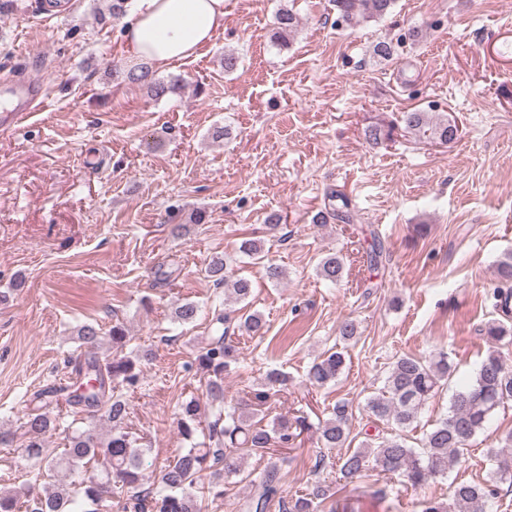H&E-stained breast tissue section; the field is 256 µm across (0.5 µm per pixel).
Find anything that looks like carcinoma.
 Wrapping results in <instances>:
<instances>
[{
	"mask_svg": "<svg viewBox=\"0 0 512 512\" xmlns=\"http://www.w3.org/2000/svg\"><path fill=\"white\" fill-rule=\"evenodd\" d=\"M338 20L346 27H355L380 19L391 12L396 0H332ZM300 17L284 4L275 15L271 39L287 48L298 33ZM123 81L140 84L148 94L160 99L177 88L174 81L155 77L147 66L117 72ZM401 122L408 133L418 139L440 143L448 138L450 122L441 117L431 118L426 112H404ZM226 259L215 257L207 273L214 285L224 289L225 296L237 302L252 294L251 282L241 276L227 275ZM344 272L343 258L332 253L321 259L318 274L330 282L339 281ZM201 312L194 302H185L175 311L181 324H191ZM215 336L211 337L196 357L197 369L207 375L206 397L214 408L208 424V441L196 442L200 404L195 398L178 405L176 416L180 434L191 441L159 467L158 481L151 489H141V469L146 455L143 447L126 431L129 416L128 393L141 385L142 356L125 352L128 341L121 325L112 326L109 339L112 353L93 356L78 368L80 381L76 389L45 390L36 395L43 404L26 415L23 427L27 441L23 455L44 461L48 470L65 467L84 468L90 463L98 472L81 481L82 501L78 512H107L108 501L116 499L118 512H201V499L208 494L224 496V481L240 473L243 456L272 455L276 447H286L297 432L309 429L306 418L298 416L294 423L286 421L268 428L254 422L248 415V403L239 406L224 402V373L239 363V355L229 341L231 319L223 311L214 312ZM266 321L258 312L238 317L235 329L249 336L265 332ZM487 343L496 345L512 342V326L503 321H491L483 329ZM345 364L343 353L331 352L313 363L308 380L323 387L336 380ZM452 365L448 355L439 354L427 362L405 355L394 364L381 395L369 399L366 408L378 422L394 426L398 433L383 437L375 444L363 443L341 458L340 473L346 479L360 475L366 469L378 468L385 473H399L413 486H421L444 475L458 463L469 441L483 429L490 414L501 404L512 400V368L493 350L481 364L471 384L456 391L448 414L432 424L417 450L407 445L401 432L409 428L423 405L431 398L440 382L448 379ZM69 410L99 412L110 426V434L101 439L94 430L74 429L68 436V448L60 457L51 454L46 437L60 427V412ZM349 437L348 407L338 401L331 417L320 426V442L325 448H341ZM497 463L491 478L485 483L460 482L454 488L453 505L437 501L422 503V512H482L483 505L494 497L499 483H512V434L504 444L490 449ZM254 492L243 504L241 512H268L276 504L281 512H317L321 503L331 497L330 485L318 481L308 492L298 496L294 504H286L287 496L279 485L277 464L269 462L253 483ZM74 499L68 491L49 483L42 492L25 502L26 512H70Z\"/></svg>",
	"mask_w": 512,
	"mask_h": 512,
	"instance_id": "cac0c4a2",
	"label": "carcinoma"
}]
</instances>
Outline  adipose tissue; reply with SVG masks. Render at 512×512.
<instances>
[{
  "instance_id": "ef3b65f1",
  "label": "adipose tissue",
  "mask_w": 512,
  "mask_h": 512,
  "mask_svg": "<svg viewBox=\"0 0 512 512\" xmlns=\"http://www.w3.org/2000/svg\"><path fill=\"white\" fill-rule=\"evenodd\" d=\"M123 32L130 61L165 67L195 57L224 27V0H131Z\"/></svg>"
}]
</instances>
